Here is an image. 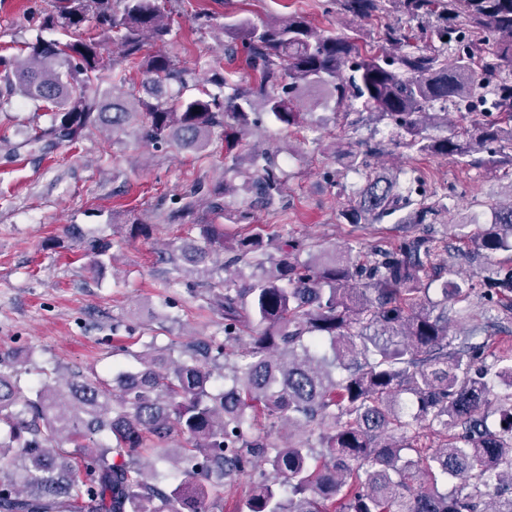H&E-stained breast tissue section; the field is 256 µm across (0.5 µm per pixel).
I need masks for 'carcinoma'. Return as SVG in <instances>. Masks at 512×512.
I'll return each mask as SVG.
<instances>
[{
	"instance_id": "cac0c4a2",
	"label": "carcinoma",
	"mask_w": 512,
	"mask_h": 512,
	"mask_svg": "<svg viewBox=\"0 0 512 512\" xmlns=\"http://www.w3.org/2000/svg\"><path fill=\"white\" fill-rule=\"evenodd\" d=\"M334 2L354 21L385 22L363 40L299 14L234 19L221 25L224 55L242 58L256 83L218 65L185 97L188 71L150 51L171 32L166 0H53L42 25L67 39L0 58V97L50 112L37 137L50 147L134 127L154 147L200 153L216 128L240 146L263 115L297 126L304 102L327 90L336 105L356 101L389 121L395 144L420 155L478 167L495 143L512 165V0ZM88 24L95 35L83 34ZM136 74L159 93L172 82L182 92L147 102ZM474 100L498 121L425 134L448 124V104ZM254 160L237 172L242 184L209 190L214 220L180 247L204 265L200 297L217 308L224 338L164 349L153 336L140 351L118 348L136 366L110 383L44 370L33 390L20 357H0V512H224L228 480L262 465L268 473L235 512H512V356L489 365V337L448 334V300L476 289L512 312V266L487 268L476 284L450 267L432 273L444 242L426 224L448 206L403 194L396 173L366 169L354 151L343 160L361 183L344 218L372 224L406 209L419 234L368 250L254 232L226 255L224 196L244 190L263 206L281 184L272 155ZM488 208V223L456 224V238L489 257L512 254V201ZM232 267L251 269L250 280L224 275ZM499 385L507 404L491 421ZM427 431L438 447L423 443ZM167 462L180 478L158 472ZM449 477L458 485L440 491Z\"/></svg>"
}]
</instances>
